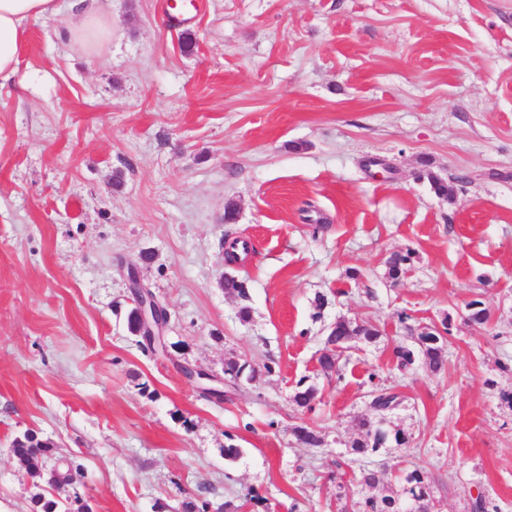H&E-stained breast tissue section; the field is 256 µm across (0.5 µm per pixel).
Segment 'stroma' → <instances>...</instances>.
<instances>
[{
  "mask_svg": "<svg viewBox=\"0 0 512 512\" xmlns=\"http://www.w3.org/2000/svg\"><path fill=\"white\" fill-rule=\"evenodd\" d=\"M100 2L95 54L59 40L70 11L30 21L0 90V512L38 492L92 512H339L332 462L376 383L405 394L391 421L409 442L353 470L383 467L396 491L421 465L439 512L480 494L512 512V0H200L179 23L167 0ZM228 238L249 244L232 266ZM397 251L412 262L394 286ZM133 264L167 352L128 328ZM474 300L487 327L466 322ZM339 318L384 333L340 382L317 364ZM410 326L448 327L442 371L396 369ZM232 357L257 376L221 401L180 371L220 377ZM29 429L78 458L60 490L12 454ZM412 262L410 252H395L386 261V276L392 283L398 282L408 271Z\"/></svg>",
  "mask_w": 512,
  "mask_h": 512,
  "instance_id": "35a3bbf8",
  "label": "stroma"
}]
</instances>
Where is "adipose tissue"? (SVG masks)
Wrapping results in <instances>:
<instances>
[{"mask_svg":"<svg viewBox=\"0 0 512 512\" xmlns=\"http://www.w3.org/2000/svg\"><path fill=\"white\" fill-rule=\"evenodd\" d=\"M74 7L77 21L66 34L72 44L94 49L111 34V23L95 0H0V89L13 82L19 69V49L27 25L36 19H50L65 7Z\"/></svg>","mask_w":512,"mask_h":512,"instance_id":"adipose-tissue-1","label":"adipose tissue"}]
</instances>
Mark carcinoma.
Masks as SVG:
<instances>
[{"label": "carcinoma", "instance_id": "obj_1", "mask_svg": "<svg viewBox=\"0 0 512 512\" xmlns=\"http://www.w3.org/2000/svg\"><path fill=\"white\" fill-rule=\"evenodd\" d=\"M412 262L409 252H395L386 261V276L393 283L398 282L408 271ZM224 291L245 300L248 298L247 288L243 281L226 274L222 282ZM467 323L471 326H481L490 320V312L480 301L468 303ZM413 344L398 345L394 348V356L398 369L406 371L410 366L420 361L430 371L442 370L446 363L445 336L439 332H425L409 329ZM382 330L370 322H353L338 318L327 331L324 348L317 358L319 371L327 378L342 379L343 367L348 356L347 352L361 343L370 346L378 343ZM224 373L235 381L251 382L256 377V371L251 364L244 360L228 359L224 361ZM317 398V388L305 384L301 380L291 396V401L299 408L311 409ZM402 404L401 393L393 387H379L370 392L369 410L354 421L356 437L350 442V453L353 455H376L388 448L405 446L409 437L401 428H393L384 423L389 413ZM295 440L301 444L318 447L322 438L318 433L304 425L293 428ZM54 447L34 431L25 436H17L11 442V452L25 463L34 476L44 474L47 460L53 458ZM74 467L72 459L58 458L52 469L49 485L61 487L69 482L70 472ZM410 495L416 502L417 512H429L434 508L433 487L429 470L417 466L404 472L402 477V495L380 494L368 495L354 503L353 512H399L402 496Z\"/></svg>", "mask_w": 512, "mask_h": 512}]
</instances>
